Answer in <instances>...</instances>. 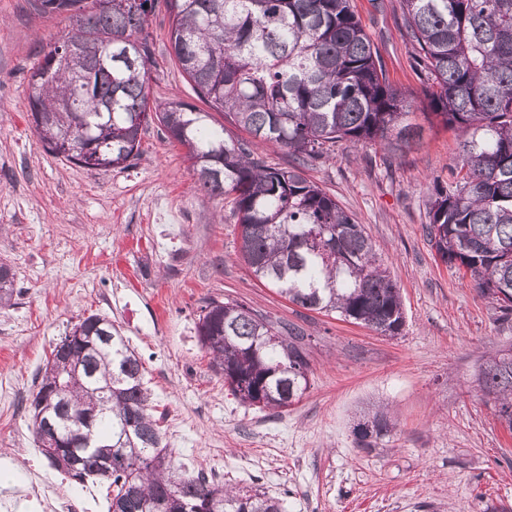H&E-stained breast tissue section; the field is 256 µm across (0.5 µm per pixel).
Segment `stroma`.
<instances>
[{"mask_svg": "<svg viewBox=\"0 0 512 512\" xmlns=\"http://www.w3.org/2000/svg\"><path fill=\"white\" fill-rule=\"evenodd\" d=\"M354 6L392 84L421 97L401 0ZM69 25L34 0H0V262L18 289L0 309V465L9 469L0 490L27 478L37 450L20 402L38 369L65 331L99 313L139 355L172 463L190 474L267 493L285 512H512V430L479 383L490 356L512 351V315L442 263L425 230L429 185L447 179L463 133L424 119L409 148L343 144L303 168L364 227L399 288L405 325L384 336L258 280L239 253L231 197L204 201L185 149L158 122L124 169L90 170L45 151L27 72ZM168 28L158 7L151 104H191L242 137L197 96ZM161 205L184 242L175 258L157 245ZM212 298L300 330L309 383L299 400L262 410L225 385L196 330ZM378 411L388 431L357 447L355 425Z\"/></svg>", "mask_w": 512, "mask_h": 512, "instance_id": "stroma-1", "label": "stroma"}]
</instances>
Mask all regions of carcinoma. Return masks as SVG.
<instances>
[{
    "mask_svg": "<svg viewBox=\"0 0 512 512\" xmlns=\"http://www.w3.org/2000/svg\"><path fill=\"white\" fill-rule=\"evenodd\" d=\"M71 24L30 69V111L44 149L98 169L139 154L140 135L160 123L186 149L203 197L234 195L244 227L240 253L254 275L302 308L336 313L396 336L405 321L396 284L361 225L297 169L272 167L255 148L319 158L338 143L400 148L418 135L413 101L389 81L351 0H165L168 42L199 97L225 112L250 140L225 137L209 113L184 102L150 108L154 65L143 36L158 0H35ZM403 19L429 84L424 117L464 132L448 182H433L426 229L451 269L512 313V0H403ZM16 294L0 264V308ZM224 381L259 409L290 406L307 389L296 337L237 303L210 299L197 326ZM27 410L67 434L71 415L92 425L63 448L40 447L49 465L81 482L104 480L108 512H283L280 499L226 489L167 460L149 411L143 366L100 314L74 324L38 373ZM480 384L512 410V358L492 356ZM64 388L65 400L53 395ZM375 415L357 425L359 446L387 430Z\"/></svg>",
    "mask_w": 512,
    "mask_h": 512,
    "instance_id": "carcinoma-1",
    "label": "carcinoma"
}]
</instances>
